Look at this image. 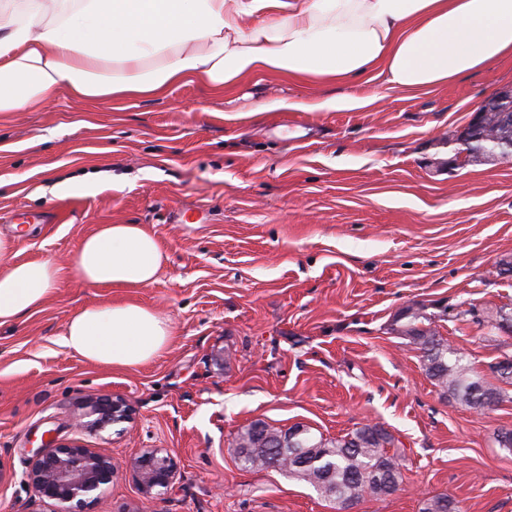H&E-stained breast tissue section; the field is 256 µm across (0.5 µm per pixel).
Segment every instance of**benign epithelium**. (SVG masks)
Segmentation results:
<instances>
[{
	"instance_id": "7a95c632",
	"label": "benign epithelium",
	"mask_w": 512,
	"mask_h": 512,
	"mask_svg": "<svg viewBox=\"0 0 512 512\" xmlns=\"http://www.w3.org/2000/svg\"><path fill=\"white\" fill-rule=\"evenodd\" d=\"M491 112H512V87L498 90L481 102L462 138L469 143L483 140ZM133 420V409L121 395L100 394L78 404L75 428L80 435L100 436ZM130 469L147 499L159 498L176 474L175 463L163 448L143 449L131 460ZM116 474L110 454L73 439L56 444L50 451L36 453L27 479L39 498L62 505L63 512H88L89 505L112 484Z\"/></svg>"
}]
</instances>
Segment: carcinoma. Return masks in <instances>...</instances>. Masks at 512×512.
Masks as SVG:
<instances>
[{
	"label": "carcinoma",
	"mask_w": 512,
	"mask_h": 512,
	"mask_svg": "<svg viewBox=\"0 0 512 512\" xmlns=\"http://www.w3.org/2000/svg\"><path fill=\"white\" fill-rule=\"evenodd\" d=\"M490 129L493 139L482 143L492 151L495 140L512 137V121L495 115ZM409 344L421 353L427 377L442 394L458 404L482 412L512 398L486 382L466 354L430 327L413 325L406 330ZM395 438L385 429L366 424L336 438L311 432L304 425L286 430L263 421H255L234 436L241 467L248 470L270 468L268 460L277 458L276 469L309 484L333 509L355 505L365 498H381L401 490V463L388 452ZM419 512H460L458 502L447 494H435L421 500Z\"/></svg>",
	"instance_id": "cac0c4a2"
}]
</instances>
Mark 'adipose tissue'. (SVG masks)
<instances>
[{
    "label": "adipose tissue",
    "instance_id": "ef3b65f1",
    "mask_svg": "<svg viewBox=\"0 0 512 512\" xmlns=\"http://www.w3.org/2000/svg\"><path fill=\"white\" fill-rule=\"evenodd\" d=\"M512 54V0H0V112L74 97L156 96L198 82L220 93L264 73L302 81L381 71L417 90ZM0 236V326L35 312L67 277L138 288L166 258L142 224H101L65 265L16 261ZM174 335L133 302L75 312L62 345L94 364L136 367Z\"/></svg>",
    "mask_w": 512,
    "mask_h": 512
}]
</instances>
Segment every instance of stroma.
<instances>
[{
  "mask_svg": "<svg viewBox=\"0 0 512 512\" xmlns=\"http://www.w3.org/2000/svg\"><path fill=\"white\" fill-rule=\"evenodd\" d=\"M512 87L491 71L422 90L383 77L311 84L255 75L216 94L180 83L155 97L76 99L0 113V235L19 261L72 259L100 224H144L167 260L141 288L64 279L0 327V512H54L26 481L44 441L74 437L78 403L123 396V434L85 437L119 475L91 512H333L308 484L240 469L230 442L263 420L336 437L376 424L396 439L397 493L358 512H418L427 495L462 512H512V399L479 413L433 386L402 333L409 314L463 350L487 382L512 353L488 325L512 308V158L461 163L475 107ZM359 107L321 108L331 97ZM281 108L270 110L269 100ZM108 173L56 196V181ZM45 215L13 225L17 212ZM127 301L169 317L174 336L133 368L60 343L79 309ZM163 448L176 477L140 493L130 460Z\"/></svg>",
  "mask_w": 512,
  "mask_h": 512,
  "instance_id": "obj_1",
  "label": "stroma"
}]
</instances>
